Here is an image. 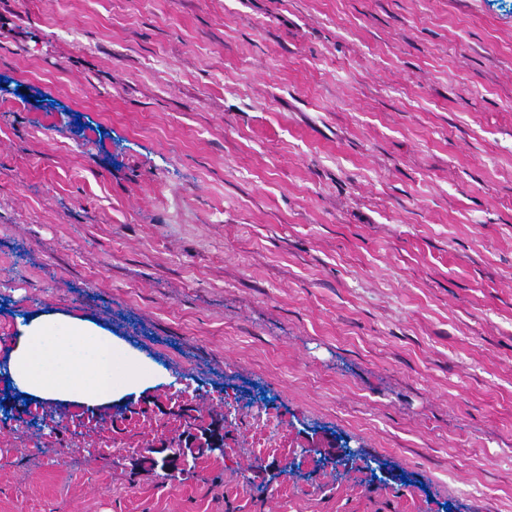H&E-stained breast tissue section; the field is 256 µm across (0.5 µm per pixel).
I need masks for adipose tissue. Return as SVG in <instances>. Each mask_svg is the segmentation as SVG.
Returning a JSON list of instances; mask_svg holds the SVG:
<instances>
[{
    "instance_id": "adipose-tissue-1",
    "label": "adipose tissue",
    "mask_w": 512,
    "mask_h": 512,
    "mask_svg": "<svg viewBox=\"0 0 512 512\" xmlns=\"http://www.w3.org/2000/svg\"><path fill=\"white\" fill-rule=\"evenodd\" d=\"M8 371L30 397L89 408L110 405L158 378L155 368L135 357L111 331L59 311L34 314L21 325Z\"/></svg>"
}]
</instances>
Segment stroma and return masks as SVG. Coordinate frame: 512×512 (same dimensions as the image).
<instances>
[{"label": "stroma", "mask_w": 512, "mask_h": 512, "mask_svg": "<svg viewBox=\"0 0 512 512\" xmlns=\"http://www.w3.org/2000/svg\"><path fill=\"white\" fill-rule=\"evenodd\" d=\"M0 512H512V0H0ZM8 371L30 397L91 409L112 405L158 378L155 368L135 357L111 331L59 311L39 312L20 325Z\"/></svg>", "instance_id": "obj_1"}]
</instances>
